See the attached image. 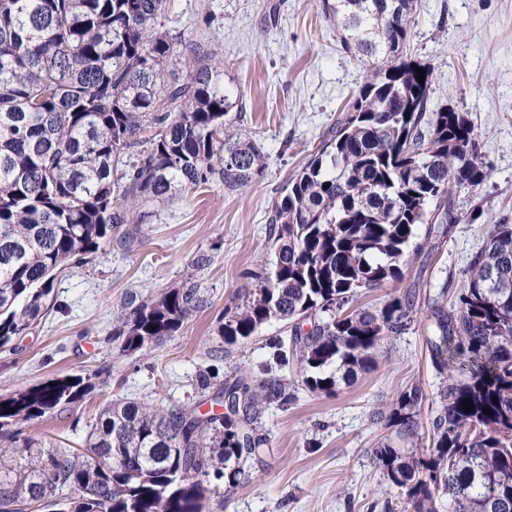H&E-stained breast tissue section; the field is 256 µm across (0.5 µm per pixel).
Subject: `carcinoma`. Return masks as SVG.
<instances>
[{"mask_svg": "<svg viewBox=\"0 0 512 512\" xmlns=\"http://www.w3.org/2000/svg\"><path fill=\"white\" fill-rule=\"evenodd\" d=\"M417 7L323 0L354 57L378 64L274 200V256L216 329L232 345L285 321L289 339L269 340L256 373L221 383L218 367L199 371L197 403L107 405L78 449L6 436L0 458L14 464L0 467V512H211L224 501L217 481L236 487L241 458L268 444L261 419L292 398L291 360L309 392L331 393L413 326L416 282L377 308L350 306L400 281L408 249L442 248L459 223L458 193L489 177L468 114L430 108L433 70L404 50ZM168 9L0 0V347L37 327L73 258L131 245L133 212L215 181L243 190L265 171L261 145L238 129L243 96L224 87L217 50L163 29ZM465 277L456 302L445 287L428 301L442 383L427 457L401 447L419 439L416 388L386 416L395 437L374 450L411 512H512V224L487 228ZM206 304L196 281L130 301L112 335L124 353L145 351ZM89 389L74 375L0 397V428ZM207 399L231 401L229 414L203 415Z\"/></svg>", "mask_w": 512, "mask_h": 512, "instance_id": "1", "label": "carcinoma"}]
</instances>
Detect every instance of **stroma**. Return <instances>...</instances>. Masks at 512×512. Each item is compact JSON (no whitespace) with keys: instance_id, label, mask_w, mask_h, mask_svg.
Here are the masks:
<instances>
[{"instance_id":"1","label":"stroma","mask_w":512,"mask_h":512,"mask_svg":"<svg viewBox=\"0 0 512 512\" xmlns=\"http://www.w3.org/2000/svg\"><path fill=\"white\" fill-rule=\"evenodd\" d=\"M165 29L209 41L224 56V85L241 91L243 133L264 147V175L242 191L218 183L177 194L153 207L128 249L88 257L57 275L58 306L32 334L0 348V396L63 375L93 386L76 403L34 422L23 436L79 447L102 408L115 401L186 402L200 369L250 371L265 359L268 338L284 323L263 326L247 343L228 346L215 331L226 309L243 305L276 248L267 213L362 83L366 67L343 46L321 0H171ZM408 52L433 67L431 105L468 113L490 171L476 190H462L463 214L452 239L430 258L407 253L397 286L363 291L375 307L418 283L417 320L385 340L377 363L330 394L289 391L287 410L269 407L262 431L269 445L244 467L248 483L224 497V512H383L406 504L373 462L389 435L374 412H390L401 393L419 389L425 454L441 382L428 351V299L440 287L456 298L470 256L488 225L512 224V0H419ZM210 265L193 271L200 253ZM196 278L208 304L174 335L144 352H120L112 314L129 298L147 300Z\"/></svg>"}]
</instances>
